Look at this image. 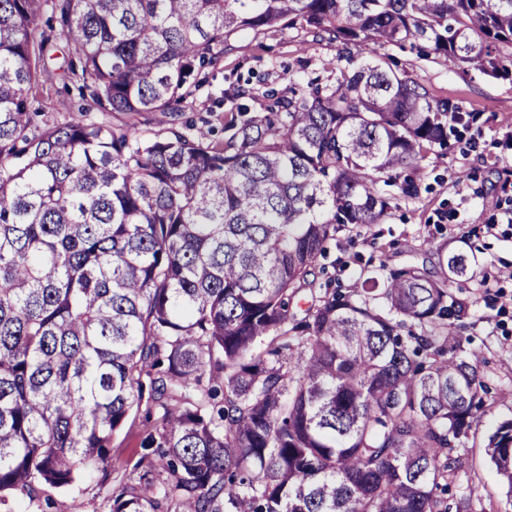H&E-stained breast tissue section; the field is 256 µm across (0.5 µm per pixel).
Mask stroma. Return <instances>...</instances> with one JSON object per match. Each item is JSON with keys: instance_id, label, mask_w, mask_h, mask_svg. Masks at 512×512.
<instances>
[{"instance_id": "35a3bbf8", "label": "stroma", "mask_w": 512, "mask_h": 512, "mask_svg": "<svg viewBox=\"0 0 512 512\" xmlns=\"http://www.w3.org/2000/svg\"><path fill=\"white\" fill-rule=\"evenodd\" d=\"M387 52L398 69L458 103L473 120L449 133L444 153L429 154L414 171L418 198L402 197L389 186L391 210L383 223L337 231L316 268L317 282L350 288L360 276L408 265L439 276L449 252L468 253L473 275L455 281L451 291L467 304L462 332L471 339L470 350L482 358L488 395L476 434L456 449L462 466L448 479V500L468 499L470 512H512V498L500 487L485 453L487 435L512 419V77L466 72L441 55L420 57L407 44L388 46ZM336 54L337 44L328 34L310 29L231 38L220 65L207 70L192 114L208 116L221 127L224 114L216 109V99L243 84L253 90L251 111H264L266 91L287 90L290 77L335 80ZM73 57L63 40L54 41L48 71L31 93L42 120L64 118L79 105L77 90L66 88L59 71ZM152 425L145 409L135 410L114 434L105 469L69 489L41 486L28 512H91L92 506H105L112 487L135 481L132 466Z\"/></svg>"}]
</instances>
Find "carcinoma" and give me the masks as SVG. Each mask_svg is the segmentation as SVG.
Segmentation results:
<instances>
[{
	"label": "carcinoma",
	"mask_w": 512,
	"mask_h": 512,
	"mask_svg": "<svg viewBox=\"0 0 512 512\" xmlns=\"http://www.w3.org/2000/svg\"><path fill=\"white\" fill-rule=\"evenodd\" d=\"M47 10L84 105L40 128ZM297 26L337 43L335 82L263 115L238 90L221 140L179 121L233 36ZM406 43L512 76V0H0V512L104 468L144 400L148 452L109 512H448L485 393L449 291L468 255L438 279H310L470 122L392 67ZM487 454L512 495V419Z\"/></svg>",
	"instance_id": "carcinoma-1"
}]
</instances>
